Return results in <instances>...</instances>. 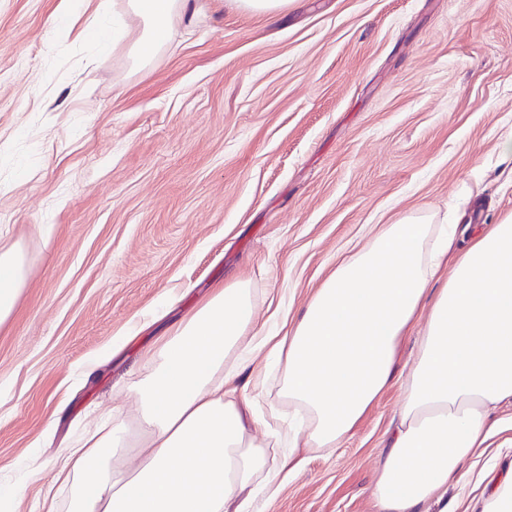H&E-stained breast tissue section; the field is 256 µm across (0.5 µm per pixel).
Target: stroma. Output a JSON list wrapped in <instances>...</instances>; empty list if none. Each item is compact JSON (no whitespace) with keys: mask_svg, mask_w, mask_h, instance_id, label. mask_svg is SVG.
<instances>
[{"mask_svg":"<svg viewBox=\"0 0 512 512\" xmlns=\"http://www.w3.org/2000/svg\"><path fill=\"white\" fill-rule=\"evenodd\" d=\"M57 0H0V247L27 277L0 324V490L40 512L63 443L128 413L143 353L219 284L250 281L258 321L299 311L366 225L420 211L512 215V0H300L273 22L191 0L151 65L56 36ZM257 436L296 417L247 387ZM393 382L332 451L261 512H375ZM429 512H476L474 483L512 464V405Z\"/></svg>","mask_w":512,"mask_h":512,"instance_id":"stroma-1","label":"stroma"}]
</instances>
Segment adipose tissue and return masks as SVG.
Masks as SVG:
<instances>
[{
    "label": "adipose tissue",
    "mask_w": 512,
    "mask_h": 512,
    "mask_svg": "<svg viewBox=\"0 0 512 512\" xmlns=\"http://www.w3.org/2000/svg\"><path fill=\"white\" fill-rule=\"evenodd\" d=\"M189 0H126L140 28L132 53L148 65ZM26 279L0 251V323ZM249 282L216 289L148 351L133 383L135 426L121 413L61 449L43 494L70 487L72 512H251L284 479L269 468L253 400L238 380L257 352L280 369L300 415L289 448L339 446L392 383L401 339L415 334L399 409L374 472L377 512H423L489 439L488 419L512 404V218L479 225L465 248L430 214L374 225L305 307L275 331L256 327Z\"/></svg>",
    "instance_id": "adipose-tissue-1"
}]
</instances>
